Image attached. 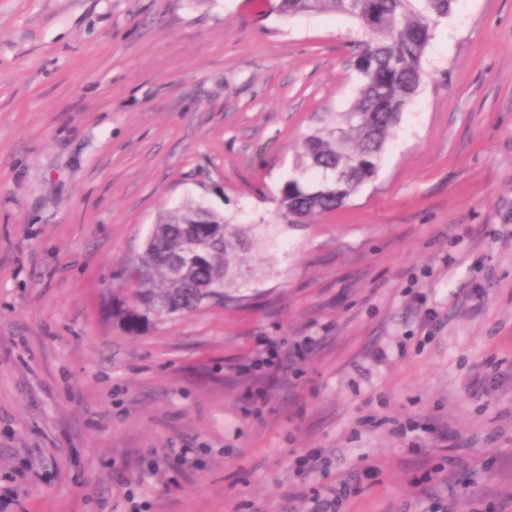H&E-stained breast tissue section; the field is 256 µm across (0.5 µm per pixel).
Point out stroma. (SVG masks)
<instances>
[{
    "instance_id": "35a3bbf8",
    "label": "stroma",
    "mask_w": 512,
    "mask_h": 512,
    "mask_svg": "<svg viewBox=\"0 0 512 512\" xmlns=\"http://www.w3.org/2000/svg\"><path fill=\"white\" fill-rule=\"evenodd\" d=\"M277 5L0 0V512H512V0H456L306 224L274 198L361 34ZM188 201L259 225L249 301L129 335L101 296Z\"/></svg>"
}]
</instances>
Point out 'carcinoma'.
Instances as JSON below:
<instances>
[{
  "instance_id": "1",
  "label": "carcinoma",
  "mask_w": 512,
  "mask_h": 512,
  "mask_svg": "<svg viewBox=\"0 0 512 512\" xmlns=\"http://www.w3.org/2000/svg\"><path fill=\"white\" fill-rule=\"evenodd\" d=\"M454 0H280L285 17L332 12L362 32L354 68L357 95L335 124L307 134L277 205L289 224L308 222L342 206L377 174L384 145L424 79L422 60L436 22ZM254 228L233 224L200 203L165 211L144 248L120 268V288L102 298L112 321L130 334L207 305L239 304L243 269L238 252L250 248Z\"/></svg>"
}]
</instances>
